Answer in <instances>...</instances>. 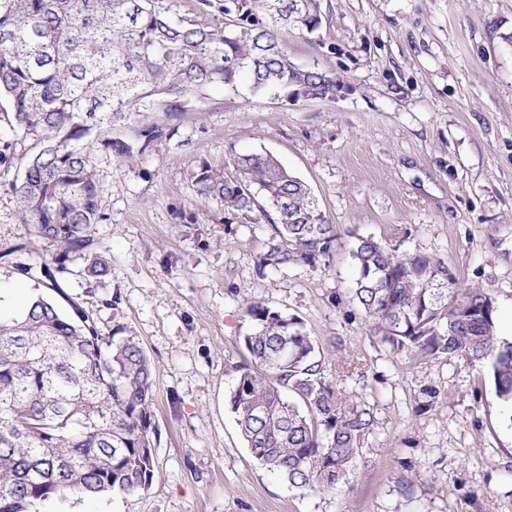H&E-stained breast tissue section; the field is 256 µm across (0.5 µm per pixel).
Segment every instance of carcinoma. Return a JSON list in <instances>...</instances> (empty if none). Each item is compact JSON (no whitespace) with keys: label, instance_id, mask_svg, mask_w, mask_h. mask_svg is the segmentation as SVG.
<instances>
[{"label":"carcinoma","instance_id":"obj_1","mask_svg":"<svg viewBox=\"0 0 512 512\" xmlns=\"http://www.w3.org/2000/svg\"><path fill=\"white\" fill-rule=\"evenodd\" d=\"M321 0H196L173 18L169 0H0V122L31 141L10 183L18 217L65 259L90 246L104 220L99 180L84 140L125 161L173 134L154 119H178L195 96L235 88L331 101L336 75L295 65L282 30L321 23ZM221 17L215 23V16ZM139 124L138 137L112 128ZM227 174L206 161L192 174L198 195L243 223L263 216L270 234L259 272L315 268L336 240L307 185L270 152L241 154ZM352 299L394 354L461 357L487 366L496 395L512 405V340L497 333V309L478 287H459L441 262L400 254L373 238L352 249ZM87 260L91 283L109 272ZM248 360L236 366L229 407L251 456L290 488L331 490L345 481L374 430L370 408L329 377L303 321L250 302ZM155 368L139 340L113 343L77 304L48 294L0 315V512H41L73 495H129L155 476L159 433Z\"/></svg>","mask_w":512,"mask_h":512}]
</instances>
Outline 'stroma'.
I'll return each instance as SVG.
<instances>
[{
    "instance_id": "obj_1",
    "label": "stroma",
    "mask_w": 512,
    "mask_h": 512,
    "mask_svg": "<svg viewBox=\"0 0 512 512\" xmlns=\"http://www.w3.org/2000/svg\"><path fill=\"white\" fill-rule=\"evenodd\" d=\"M512 0H322V24L289 32L300 66L335 73V100L209 91L171 137L128 161L90 143L101 223L90 253L110 272L87 284L68 259L53 297L139 339L156 368L160 439L150 489L72 496L43 512H512V408L486 369L465 359L393 354L371 336L349 289L361 237L442 261L459 286L483 289L512 337ZM274 154L336 226L317 268L257 270L267 221L226 223L196 193L200 162L232 172L236 156ZM0 172V292H33L15 262H51L54 243L20 223ZM300 317L333 378L370 406L375 428L347 482L296 490L241 439L228 397L247 303Z\"/></svg>"
}]
</instances>
